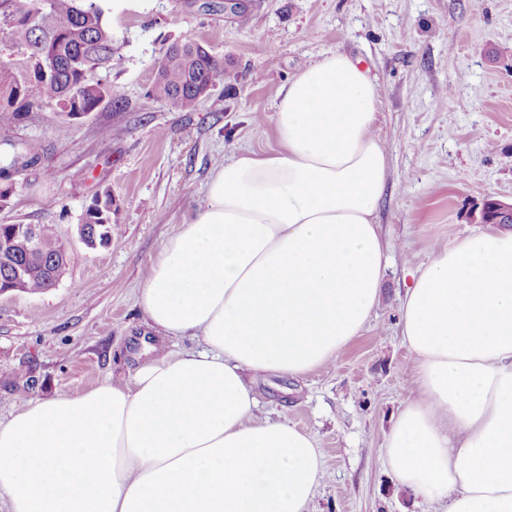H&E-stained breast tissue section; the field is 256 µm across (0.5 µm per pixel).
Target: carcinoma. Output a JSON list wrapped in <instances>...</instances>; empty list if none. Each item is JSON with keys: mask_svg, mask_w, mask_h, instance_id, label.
<instances>
[{"mask_svg": "<svg viewBox=\"0 0 512 512\" xmlns=\"http://www.w3.org/2000/svg\"><path fill=\"white\" fill-rule=\"evenodd\" d=\"M0 34L25 57V66L16 73L0 66V138L9 136L10 124L21 113L42 102L56 103L69 119L88 115L106 100L119 103L112 85L92 80L96 69L112 68L116 54L100 0H24L21 5L0 0ZM223 74L224 58L204 44L173 42L163 51L151 97L194 112ZM112 203V192L105 190L92 198L81 217L84 224L100 225V244L112 240ZM38 228L44 246L54 254L60 243L54 225ZM13 233V225L0 224V275L22 262L28 267L25 292L55 286L39 261L4 251Z\"/></svg>", "mask_w": 512, "mask_h": 512, "instance_id": "cac0c4a2", "label": "carcinoma"}]
</instances>
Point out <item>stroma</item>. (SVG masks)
Returning <instances> with one entry per match:
<instances>
[{
    "mask_svg": "<svg viewBox=\"0 0 512 512\" xmlns=\"http://www.w3.org/2000/svg\"><path fill=\"white\" fill-rule=\"evenodd\" d=\"M103 0L121 61L98 70L123 105L71 120L56 105L23 113L9 167L27 142L39 158L16 178L0 224H53L68 246L54 288L0 296V420L26 404L121 382L146 330L136 295L183 216L203 208L217 168L277 146L278 92L332 52L361 61L380 95L376 132L388 187L376 222L390 245L376 311L338 359L301 378L254 377L261 418L309 434L325 479L309 512H423L384 460L385 437L414 398L399 305L411 272L479 229L486 197L512 198V0ZM205 42L224 74L197 111L149 98L165 44ZM111 190L112 240L87 248L76 229Z\"/></svg>",
    "mask_w": 512,
    "mask_h": 512,
    "instance_id": "35a3bbf8",
    "label": "stroma"
}]
</instances>
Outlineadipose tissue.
Instances as JSON below:
<instances>
[{"mask_svg":"<svg viewBox=\"0 0 512 512\" xmlns=\"http://www.w3.org/2000/svg\"><path fill=\"white\" fill-rule=\"evenodd\" d=\"M378 103L341 52L281 88L277 149L216 171L137 295L149 328L198 348L0 421L9 512H308L321 455L297 427L256 419L250 378L336 360L376 310ZM400 310L416 397L386 437L396 482L440 512H512V230L436 253Z\"/></svg>","mask_w":512,"mask_h":512,"instance_id":"1","label":"adipose tissue"}]
</instances>
